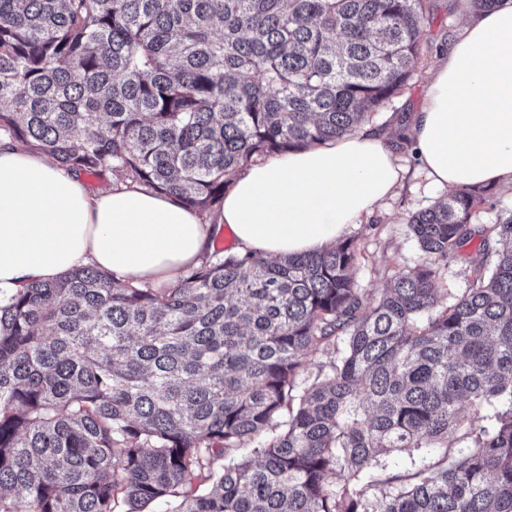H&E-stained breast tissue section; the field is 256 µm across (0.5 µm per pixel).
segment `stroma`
I'll list each match as a JSON object with an SVG mask.
<instances>
[{
  "instance_id": "obj_1",
  "label": "stroma",
  "mask_w": 512,
  "mask_h": 512,
  "mask_svg": "<svg viewBox=\"0 0 512 512\" xmlns=\"http://www.w3.org/2000/svg\"><path fill=\"white\" fill-rule=\"evenodd\" d=\"M435 2L438 10L421 31L420 55L411 78L387 107L368 115L367 126L398 135L411 113L422 107L435 61L468 18L461 10L448 12V0ZM397 162L402 168V180L395 193L350 232L361 252L355 271L356 284L367 299L377 296L396 273L421 262L423 253L407 220L412 214L433 207L447 194L446 189L432 183L411 150L398 151ZM439 455L436 448L393 451L381 455L378 471L386 476H404Z\"/></svg>"
}]
</instances>
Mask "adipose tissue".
I'll return each instance as SVG.
<instances>
[{"label": "adipose tissue", "mask_w": 512, "mask_h": 512, "mask_svg": "<svg viewBox=\"0 0 512 512\" xmlns=\"http://www.w3.org/2000/svg\"><path fill=\"white\" fill-rule=\"evenodd\" d=\"M411 137L438 186L512 182V0H499L449 42ZM401 173L384 135L365 127L252 164L226 188L220 222L242 253H316L362 223ZM210 236L175 197L124 183L92 194L79 172L0 139V304L31 281L90 264L125 281L169 284L199 264Z\"/></svg>", "instance_id": "adipose-tissue-1"}]
</instances>
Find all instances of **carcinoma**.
Wrapping results in <instances>:
<instances>
[{
  "mask_svg": "<svg viewBox=\"0 0 512 512\" xmlns=\"http://www.w3.org/2000/svg\"><path fill=\"white\" fill-rule=\"evenodd\" d=\"M432 8L0 0V138L204 217L249 162L386 107ZM488 201L463 188L412 215L423 261L368 302L351 238L278 260L215 249L164 288L95 266L29 283L0 306V512H512V216L438 308ZM406 448L444 452L380 478L378 457ZM479 238H475L470 244L466 245L459 251L458 256L448 262V265L440 268V276L448 288V296L444 295L439 300V306L449 305L453 301V296L463 293L470 283V266L467 258L475 250L479 244Z\"/></svg>",
  "mask_w": 512,
  "mask_h": 512,
  "instance_id": "cac0c4a2",
  "label": "carcinoma"
}]
</instances>
